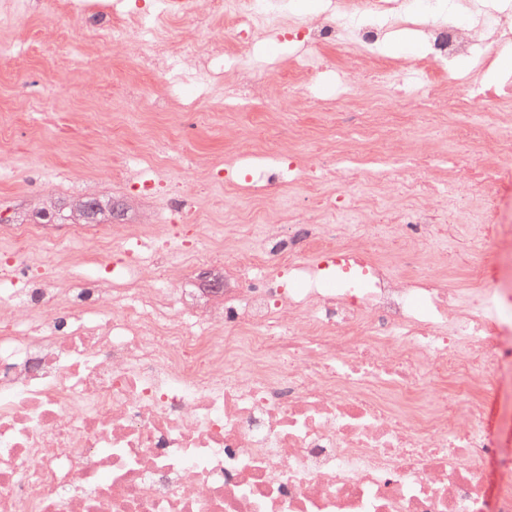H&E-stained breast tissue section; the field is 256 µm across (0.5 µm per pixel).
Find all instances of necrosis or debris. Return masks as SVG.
Wrapping results in <instances>:
<instances>
[{"label": "necrosis or debris", "instance_id": "1", "mask_svg": "<svg viewBox=\"0 0 512 512\" xmlns=\"http://www.w3.org/2000/svg\"><path fill=\"white\" fill-rule=\"evenodd\" d=\"M471 8L330 0L323 16L301 21L284 0H141L120 19L104 0L87 5L90 34L151 45L139 69L201 84L231 73L224 106L239 112H279L296 93L312 99L314 78L335 70L310 46L348 43L373 61L366 80L419 105L416 122L467 112L469 148L457 164L475 202L442 224L431 202L449 203L453 182L424 178L427 157L397 153L401 127L377 111L357 118L371 148L331 166L285 161L273 143L260 152L239 144L249 194L299 182L316 193L304 207L285 201L292 226L234 225L230 250L201 230L198 189L133 155L114 168L135 171L129 187L162 199L169 221L95 237L92 281L63 287L68 239L0 225V512H512V460L493 498L480 473L491 448L487 371L512 362V271L486 287L481 253L512 168H488L479 155L491 133L512 158V123L491 127L484 112L512 98V77L473 91L448 70L465 56L486 64L488 35L511 44L512 9L489 4L475 18ZM216 14L225 37L173 46L162 34L168 21L203 25ZM405 26L429 45L427 63L376 65L388 31ZM287 30L300 34L291 45L298 79L270 100L245 64L247 46ZM446 78L458 97L433 98ZM329 180L335 190L322 192ZM381 182L417 205L378 195ZM365 206L366 233L383 232L385 255L331 229ZM450 236L469 244L463 294L429 270L441 260L433 244ZM177 261L224 264L235 285L222 312L181 303ZM451 381L478 396L449 398Z\"/></svg>", "mask_w": 512, "mask_h": 512}]
</instances>
